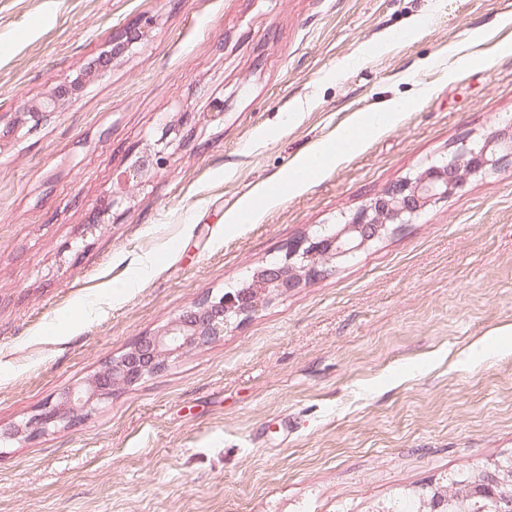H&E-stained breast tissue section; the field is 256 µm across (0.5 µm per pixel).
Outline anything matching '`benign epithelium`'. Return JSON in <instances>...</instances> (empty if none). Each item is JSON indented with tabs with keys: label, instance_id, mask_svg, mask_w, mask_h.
<instances>
[{
	"label": "benign epithelium",
	"instance_id": "benign-epithelium-1",
	"mask_svg": "<svg viewBox=\"0 0 512 512\" xmlns=\"http://www.w3.org/2000/svg\"><path fill=\"white\" fill-rule=\"evenodd\" d=\"M153 17L141 16L127 24L110 42L97 63L86 73L56 86L41 100L22 106L19 122H39L47 113L83 92L87 81L107 72L112 59L144 41ZM171 143L160 141L152 152L139 157L119 175L120 196L141 182L151 170H162ZM512 166V135L495 134L483 143L463 144L456 154L438 161L414 177L406 178L370 198L336 228L324 229L288 246L285 259L257 269L251 281L220 295H204L195 300L163 329L145 334L120 356L109 360L81 387L65 389L60 400L46 406L23 425L0 433L5 440H30L50 430L65 427L91 409L96 399L130 388L144 378L163 371L170 361L219 341L230 327L253 317L272 301L288 294L301 280L321 276L326 264L338 258H353L365 246L385 235L394 224H407L433 201L448 197L472 175ZM499 491L512 502V463L482 473L466 487L470 497Z\"/></svg>",
	"mask_w": 512,
	"mask_h": 512
}]
</instances>
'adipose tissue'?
Here are the masks:
<instances>
[{
	"label": "adipose tissue",
	"mask_w": 512,
	"mask_h": 512,
	"mask_svg": "<svg viewBox=\"0 0 512 512\" xmlns=\"http://www.w3.org/2000/svg\"><path fill=\"white\" fill-rule=\"evenodd\" d=\"M402 110L403 106L399 101L391 100L373 111L357 113L353 123L337 135L335 143L315 149L291 166L283 186L267 188L264 192L266 199L274 201L282 196L284 190L301 189L336 158L356 152L367 135L396 125Z\"/></svg>",
	"instance_id": "adipose-tissue-1"
}]
</instances>
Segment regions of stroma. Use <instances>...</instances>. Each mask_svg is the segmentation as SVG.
Here are the masks:
<instances>
[{
    "label": "stroma",
    "mask_w": 512,
    "mask_h": 512,
    "mask_svg": "<svg viewBox=\"0 0 512 512\" xmlns=\"http://www.w3.org/2000/svg\"><path fill=\"white\" fill-rule=\"evenodd\" d=\"M143 14L147 39L14 126ZM392 99L397 125L260 201ZM511 121L512 0H0V429ZM169 128L166 167L113 198ZM510 455L512 169L72 427L0 443V512H371Z\"/></svg>",
    "instance_id": "1"
}]
</instances>
